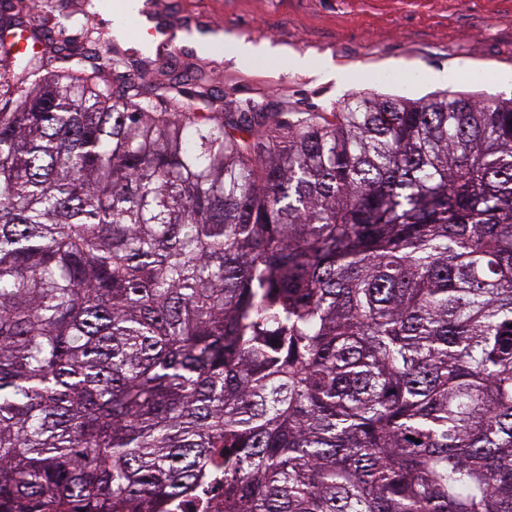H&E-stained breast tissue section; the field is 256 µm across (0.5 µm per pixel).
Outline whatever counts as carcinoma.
I'll return each mask as SVG.
<instances>
[{
	"instance_id": "cac0c4a2",
	"label": "carcinoma",
	"mask_w": 512,
	"mask_h": 512,
	"mask_svg": "<svg viewBox=\"0 0 512 512\" xmlns=\"http://www.w3.org/2000/svg\"><path fill=\"white\" fill-rule=\"evenodd\" d=\"M112 41L0 5V512H512V98L180 112Z\"/></svg>"
}]
</instances>
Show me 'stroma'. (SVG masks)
I'll list each match as a JSON object with an SVG mask.
<instances>
[{
    "mask_svg": "<svg viewBox=\"0 0 512 512\" xmlns=\"http://www.w3.org/2000/svg\"><path fill=\"white\" fill-rule=\"evenodd\" d=\"M170 31L186 35L183 53L135 52V17L116 46L128 52L132 80L168 82L205 73L206 97L192 112H333L353 95L429 98L445 91L473 100L512 97V0H150ZM215 46L196 50L194 36ZM267 42L285 56L237 64L225 40ZM331 59L336 76L292 67L291 55ZM453 71L438 88L432 73Z\"/></svg>",
    "mask_w": 512,
    "mask_h": 512,
    "instance_id": "35a3bbf8",
    "label": "stroma"
}]
</instances>
